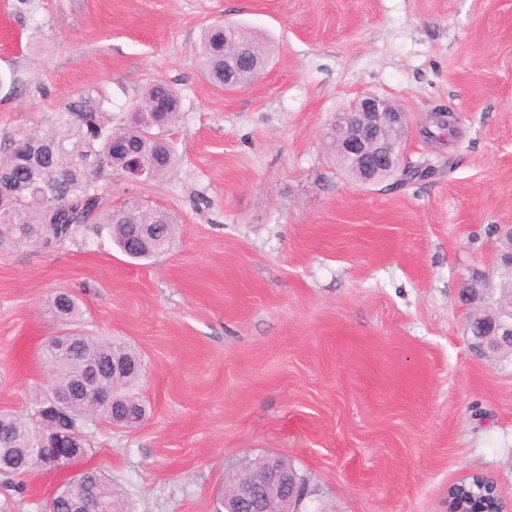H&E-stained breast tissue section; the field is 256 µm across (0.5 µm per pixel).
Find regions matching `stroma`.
Returning <instances> with one entry per match:
<instances>
[{"label":"stroma","mask_w":512,"mask_h":512,"mask_svg":"<svg viewBox=\"0 0 512 512\" xmlns=\"http://www.w3.org/2000/svg\"><path fill=\"white\" fill-rule=\"evenodd\" d=\"M241 24L273 49L263 78L211 84L203 28ZM20 82L10 86L11 75ZM180 100L178 166L154 185L105 170L109 208L147 199L173 246L133 260L108 234L0 254V409H30L51 376L48 311L75 295L81 329L141 358L148 414L87 427L84 466L128 512H213L224 474L279 457L310 479L307 512H448L483 474L512 512V355L471 346L473 277L512 285V0H0V158L86 88L126 119L150 83ZM375 94L410 114L403 160L453 162L430 182L364 186L323 137ZM444 107L443 143L423 119ZM39 469L6 487L38 512L66 482Z\"/></svg>","instance_id":"obj_1"}]
</instances>
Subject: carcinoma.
I'll return each mask as SVG.
<instances>
[{
	"mask_svg": "<svg viewBox=\"0 0 512 512\" xmlns=\"http://www.w3.org/2000/svg\"><path fill=\"white\" fill-rule=\"evenodd\" d=\"M243 57L241 66L224 77V55ZM197 55L203 75L224 89L243 88L254 81L256 72L265 69L272 56L271 45L261 36L239 24H215L202 35ZM178 102L177 91L162 82L147 87L143 97L132 108L133 120L123 125H112V113L104 109L100 91L91 89L70 102L65 113L74 119H62L45 132H39L16 141L19 146L33 147L39 143L57 142L64 145L66 153L45 161L60 184L54 196V205L46 202L42 189L41 169L20 165L15 160V150L3 159L0 179L10 188L8 196L14 201L0 200V250L27 247H47L73 238L87 230L97 233L101 226H108L114 245L129 257L139 251L127 249L133 232L141 226H149L154 233V247L149 255L167 251L175 235L174 219L166 211L144 200H130L120 208L109 211L93 189L92 180L104 167L120 170L122 154L140 153L145 161L144 184H157L179 163L175 150L164 138V128L175 118V113H163L168 105ZM119 141L118 150H112V140ZM452 163L438 164L425 160L409 164L399 173L398 181L404 184L433 178L445 172ZM50 310L57 319L70 321L80 317L78 300L67 292L56 294ZM46 362L53 373L50 391H70L74 373L83 361L96 355L109 363L116 360L124 367L117 382V400L106 402L102 397L88 393L75 405L77 425L84 418L100 416L107 421H123L131 427L146 417V406L135 388L140 381L141 359L130 347L109 339L91 336L74 330L66 351H55L53 341L43 348ZM36 425L29 413L0 410V461L14 460L25 465L11 476L22 475L39 467L35 457L33 438ZM99 490L106 504V512H126L122 498L113 489L110 480L96 473ZM81 488L67 481L48 500V512H69V494ZM484 491L470 480L464 486L454 488L457 498L473 500V508H482L479 497Z\"/></svg>",
	"mask_w": 512,
	"mask_h": 512,
	"instance_id": "carcinoma-1",
	"label": "carcinoma"
}]
</instances>
